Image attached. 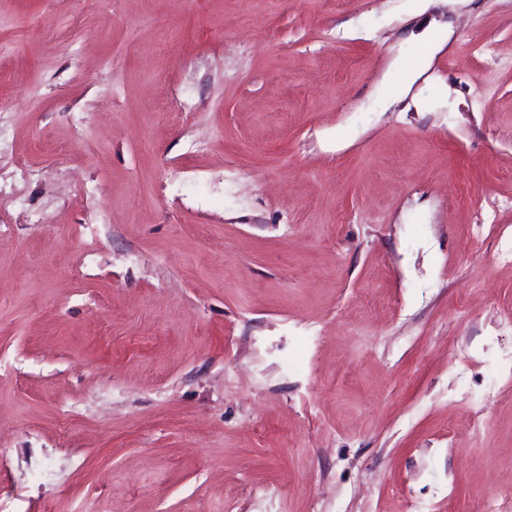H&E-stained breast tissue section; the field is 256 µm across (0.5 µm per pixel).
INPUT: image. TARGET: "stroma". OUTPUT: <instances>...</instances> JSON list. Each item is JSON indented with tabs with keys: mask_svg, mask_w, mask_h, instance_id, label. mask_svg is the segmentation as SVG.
<instances>
[{
	"mask_svg": "<svg viewBox=\"0 0 512 512\" xmlns=\"http://www.w3.org/2000/svg\"><path fill=\"white\" fill-rule=\"evenodd\" d=\"M0 40V512L512 484V0H0Z\"/></svg>",
	"mask_w": 512,
	"mask_h": 512,
	"instance_id": "obj_1",
	"label": "stroma"
}]
</instances>
